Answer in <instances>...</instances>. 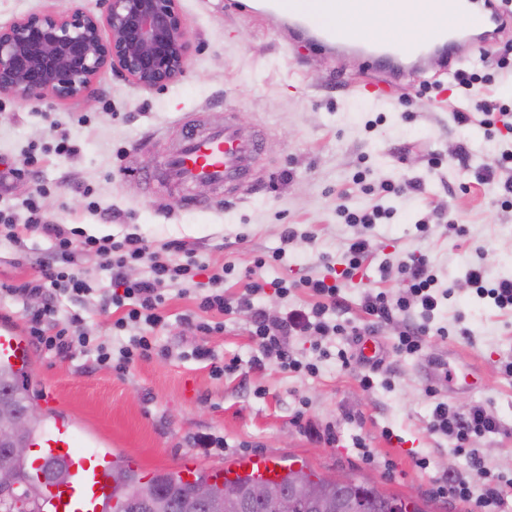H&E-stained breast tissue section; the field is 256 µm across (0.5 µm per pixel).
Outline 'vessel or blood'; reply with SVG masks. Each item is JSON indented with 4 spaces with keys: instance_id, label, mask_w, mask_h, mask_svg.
Returning a JSON list of instances; mask_svg holds the SVG:
<instances>
[{
    "instance_id": "obj_1",
    "label": "vessel or blood",
    "mask_w": 512,
    "mask_h": 512,
    "mask_svg": "<svg viewBox=\"0 0 512 512\" xmlns=\"http://www.w3.org/2000/svg\"><path fill=\"white\" fill-rule=\"evenodd\" d=\"M247 11L287 30L289 52L315 46L337 60L353 58L379 70V77L364 76L355 84L362 96L379 101L391 98L397 86L426 81L437 58L452 64L493 48L501 37L512 33V11L504 9L502 0H483L477 10L470 0H325L320 11L309 0H254ZM391 13L428 20L430 36L371 39L338 27L346 16ZM261 147L257 133L246 131L233 113H226L221 125L183 134L163 156L159 182L187 193L208 186L225 197L245 199L255 179ZM0 362L21 371L30 367L25 340L8 326L0 327ZM31 445L35 450L29 463L33 475H40L49 460L63 462L69 472L68 479L46 484L42 501L46 512H107L114 506L119 494L112 481V457L94 448L72 419L53 418ZM238 474L278 480L284 475V466L275 458L253 455L239 459L233 467L214 470L213 479L220 482Z\"/></svg>"
}]
</instances>
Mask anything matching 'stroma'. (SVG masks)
Wrapping results in <instances>:
<instances>
[{
  "mask_svg": "<svg viewBox=\"0 0 512 512\" xmlns=\"http://www.w3.org/2000/svg\"><path fill=\"white\" fill-rule=\"evenodd\" d=\"M180 5L194 50L185 75L163 89L144 90L109 73L88 103L0 96V161L18 165L31 153L39 159L33 175L0 196V210L24 222L21 201L40 187L50 223L74 224L97 236L136 232L156 241H188L210 265L234 264L235 275L224 284L229 297L242 292L255 257L280 247L284 227L296 225L300 235L287 245L286 261L262 272L267 287L259 303L277 317L286 305L303 306L308 298H282L274 281L326 274L347 240L361 232L341 223L337 207L370 208L380 201L372 187L391 182L401 193L380 201L393 216L371 232L376 262L345 287V317L365 327L363 293L398 294L403 283L397 259L420 253L454 288L435 320L450 336L430 337L421 353L399 357L392 353L399 323L392 320L372 331L380 363L357 358L345 368L326 360L310 377L282 371L273 360L251 369L250 320L237 313L225 317L223 333L208 342L240 366L215 377L192 358L195 338L179 320L193 303L172 289L167 324L156 331L167 355L119 373L85 370L78 361L32 350L24 382L36 407L78 421L113 458L134 457L150 472L177 469L185 460L210 471L239 456L268 454L305 462L330 477L373 476L388 492L420 499L425 512H476L474 503L437 493L431 477L456 476L476 492L485 471L512 477V379L502 372L512 361V313L478 298L464 278L479 247L487 252L489 279L512 277V208L502 209L473 177L475 168L495 164L503 142L512 141V125L491 137L478 125L458 126L453 113L466 103L453 88L439 106L412 86L396 92L395 105L373 102L346 85L358 71L355 62L337 67L314 47L292 60L287 33L236 10L232 0ZM228 112L264 134L256 161L263 181L248 201L225 200L199 187L189 202L178 189L148 187L147 178L156 177L185 124H220ZM61 133L77 145L76 155L55 153L54 138ZM461 146L468 160L458 157ZM435 155L443 164L434 169ZM440 210L464 225L467 236H456L445 224L417 230L419 220ZM461 326L470 339L457 337ZM439 363L448 375L472 373L474 387L436 375ZM366 374L373 379L369 389L360 383ZM430 388L449 411L481 407L499 421L498 432L472 440L484 469L471 467L445 437L427 431ZM305 421L333 426L335 442L307 436ZM387 429L393 439L384 437ZM209 434L224 439V447L196 448V438ZM357 437L374 463L353 456ZM421 457L429 459L428 470L417 466Z\"/></svg>",
  "mask_w": 512,
  "mask_h": 512,
  "instance_id": "obj_1",
  "label": "stroma"
}]
</instances>
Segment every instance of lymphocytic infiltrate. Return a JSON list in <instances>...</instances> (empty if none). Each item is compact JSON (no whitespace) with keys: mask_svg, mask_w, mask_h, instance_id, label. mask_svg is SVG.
<instances>
[{"mask_svg":"<svg viewBox=\"0 0 512 512\" xmlns=\"http://www.w3.org/2000/svg\"><path fill=\"white\" fill-rule=\"evenodd\" d=\"M29 216L25 223H15L13 217L0 213V245L15 247L23 252L33 235L48 240L44 257L36 261L37 275L19 284L0 283V303L18 310L28 325L35 345L47 354L64 359H82L94 367L111 366L113 358L130 364L149 358L156 339L139 333V326L157 328L166 322L165 291L181 286L185 281L204 274L209 289L197 298L198 316H184V323L195 333L212 336L223 332L224 315L240 310L249 314V335L258 348L250 365L262 368L266 359L276 358L282 369L316 375V364L296 359L290 341L296 336H331L346 334L347 328L339 317L347 309L343 286L361 271L373 252L371 238L358 235L348 240L340 260L341 269L335 278L317 277L299 280L291 286L277 282L275 288L281 296H288L293 287L308 291L313 303L306 309H293L284 316L273 318L256 306L255 297L264 291V284L250 281L243 293L231 299L224 295V281L233 274V265L212 269L200 259L196 249L180 240L157 242L137 234L123 237L105 235L96 237L83 231L49 223L40 212L37 196L22 202ZM94 254L101 273L108 278L109 287L92 286L79 268L83 254ZM146 265L145 274L130 278L131 269ZM398 270L407 281L404 294L388 297L386 293L368 291L361 305L374 322H388L402 317L404 325L398 334L395 349L412 354L421 350L425 336L445 335L442 327H434L435 315L447 289L439 288L433 266L424 256L409 255L401 260ZM465 278L470 287L482 298L491 299L499 309L512 310V278L488 282L484 264L471 263ZM99 294L101 308L113 314L112 335L109 343L99 342L95 334L69 332L58 324L63 302L76 303L91 294ZM499 422L484 409L467 412H449L447 403L434 401L428 422L430 433L448 438L457 451L467 453L473 466L482 461L476 449L470 448L472 437L498 431ZM439 491L460 498L474 499L481 512H502L508 494L512 493V480L491 474L480 495H473L465 481L439 475L434 479Z\"/></svg>","mask_w":512,"mask_h":512,"instance_id":"obj_1","label":"lymphocytic infiltrate"}]
</instances>
